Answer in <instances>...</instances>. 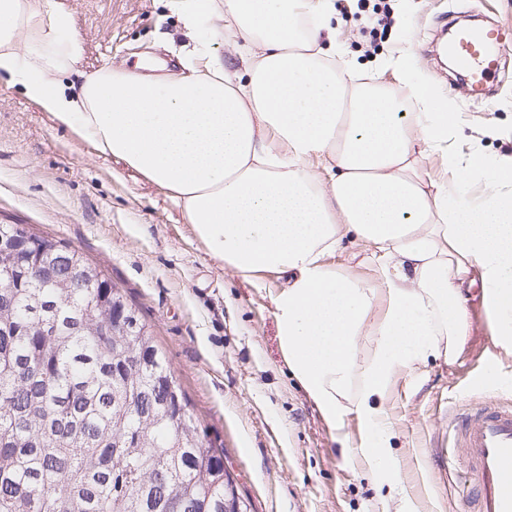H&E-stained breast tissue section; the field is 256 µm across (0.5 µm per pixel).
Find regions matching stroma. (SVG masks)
Returning <instances> with one entry per match:
<instances>
[{"mask_svg": "<svg viewBox=\"0 0 512 512\" xmlns=\"http://www.w3.org/2000/svg\"><path fill=\"white\" fill-rule=\"evenodd\" d=\"M84 44L64 74L112 64L179 72L184 37L167 0H55ZM334 0L337 42L358 69L392 93L403 86L383 58L409 52L417 80L450 95L459 114L455 145L486 157L512 155V0ZM471 15L497 27L504 47L486 96L440 68L444 29ZM0 224L60 241L97 265L153 333L186 397L204 446L223 449L224 468L249 512H386L361 461L335 441L291 375L271 301L282 285L252 284L212 260L168 193L126 164L100 155L55 124L19 85L0 77ZM330 264L368 280L371 251L345 241ZM468 336L452 363L428 361L402 377L389 399L392 452L416 512H467L476 479L455 467L464 455L448 432L457 405L512 404V357L501 354L479 282H466Z\"/></svg>", "mask_w": 512, "mask_h": 512, "instance_id": "1", "label": "stroma"}]
</instances>
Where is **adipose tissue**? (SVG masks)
Masks as SVG:
<instances>
[{
	"instance_id": "obj_1",
	"label": "adipose tissue",
	"mask_w": 512,
	"mask_h": 512,
	"mask_svg": "<svg viewBox=\"0 0 512 512\" xmlns=\"http://www.w3.org/2000/svg\"><path fill=\"white\" fill-rule=\"evenodd\" d=\"M193 48L180 75L123 67L60 75L82 58L52 0H0V73L99 154L166 189L209 255L252 279L284 275L272 297L283 356L341 444L348 415L365 473L394 512H413L390 453L386 399L428 360L453 362L468 334L462 286L478 273L496 344L512 356V157L452 147L453 101L393 58L407 104L369 93L333 35L332 0H171ZM243 40L242 70L212 49ZM438 155L432 180L421 162ZM486 191L467 194L476 168ZM370 247L376 280L328 264L344 239Z\"/></svg>"
}]
</instances>
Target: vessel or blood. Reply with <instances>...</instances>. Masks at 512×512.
I'll use <instances>...</instances> for the list:
<instances>
[{
    "instance_id": "obj_1",
    "label": "vessel or blood",
    "mask_w": 512,
    "mask_h": 512,
    "mask_svg": "<svg viewBox=\"0 0 512 512\" xmlns=\"http://www.w3.org/2000/svg\"><path fill=\"white\" fill-rule=\"evenodd\" d=\"M498 40L492 31L471 32L460 39L458 65L475 83L489 81L491 62L485 46ZM450 428L479 482L477 512H512V406L471 408L452 417Z\"/></svg>"
}]
</instances>
